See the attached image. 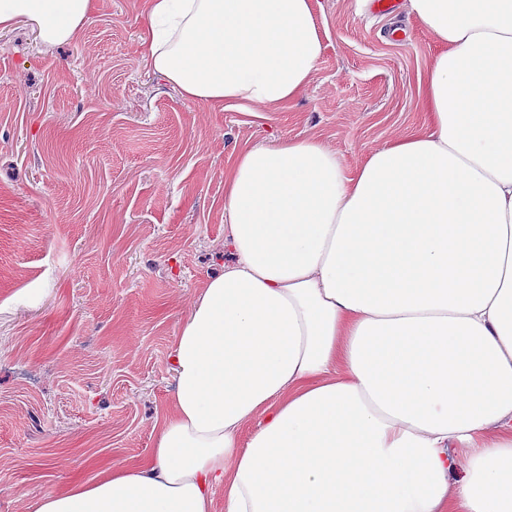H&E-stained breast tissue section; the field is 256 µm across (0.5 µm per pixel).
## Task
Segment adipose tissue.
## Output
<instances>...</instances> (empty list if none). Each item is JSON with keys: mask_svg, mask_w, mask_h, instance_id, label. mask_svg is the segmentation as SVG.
Here are the masks:
<instances>
[{"mask_svg": "<svg viewBox=\"0 0 512 512\" xmlns=\"http://www.w3.org/2000/svg\"><path fill=\"white\" fill-rule=\"evenodd\" d=\"M441 50L429 130L347 177L305 138L240 151L234 260L174 343L150 456L34 512H512V0H409ZM92 0H0L73 41ZM146 66L216 108L310 84L311 0H149ZM224 492L216 510L214 493Z\"/></svg>", "mask_w": 512, "mask_h": 512, "instance_id": "obj_1", "label": "adipose tissue"}]
</instances>
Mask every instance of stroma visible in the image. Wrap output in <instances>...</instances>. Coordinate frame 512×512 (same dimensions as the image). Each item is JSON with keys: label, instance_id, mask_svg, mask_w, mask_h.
Returning a JSON list of instances; mask_svg holds the SVG:
<instances>
[{"label": "stroma", "instance_id": "35a3bbf8", "mask_svg": "<svg viewBox=\"0 0 512 512\" xmlns=\"http://www.w3.org/2000/svg\"><path fill=\"white\" fill-rule=\"evenodd\" d=\"M363 0H312L308 87L271 110H218L144 67L147 0H93L59 46L0 32V512L149 456L174 393L171 352L231 262L224 176L239 151L315 138L348 176L427 130L440 47L388 38Z\"/></svg>", "mask_w": 512, "mask_h": 512}]
</instances>
